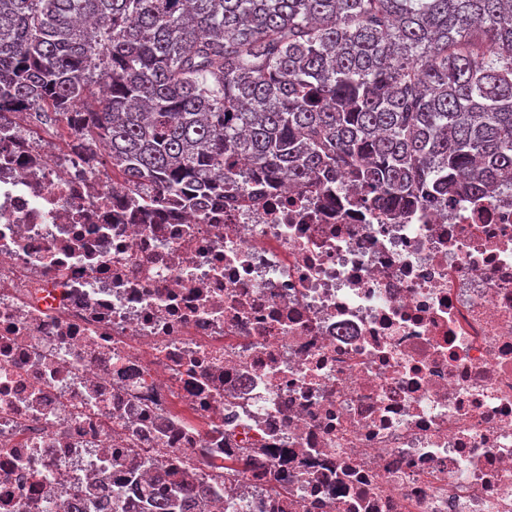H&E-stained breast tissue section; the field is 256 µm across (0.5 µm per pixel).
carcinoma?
Returning <instances> with one entry per match:
<instances>
[{
    "instance_id": "obj_1",
    "label": "carcinoma",
    "mask_w": 512,
    "mask_h": 512,
    "mask_svg": "<svg viewBox=\"0 0 512 512\" xmlns=\"http://www.w3.org/2000/svg\"><path fill=\"white\" fill-rule=\"evenodd\" d=\"M61 113L148 206L204 209L242 168L253 198H488L512 175V0H0V137Z\"/></svg>"
}]
</instances>
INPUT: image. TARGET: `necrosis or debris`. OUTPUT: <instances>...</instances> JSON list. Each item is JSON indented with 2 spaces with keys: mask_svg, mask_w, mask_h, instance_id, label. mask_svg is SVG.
I'll return each mask as SVG.
<instances>
[{
  "mask_svg": "<svg viewBox=\"0 0 512 512\" xmlns=\"http://www.w3.org/2000/svg\"><path fill=\"white\" fill-rule=\"evenodd\" d=\"M512 512V183L144 208L0 140V512ZM178 487L165 488L153 499L152 508L154 512H193L192 504H195L197 492L193 488H185L183 495ZM183 499V505L182 500Z\"/></svg>",
  "mask_w": 512,
  "mask_h": 512,
  "instance_id": "obj_1",
  "label": "necrosis or debris"
}]
</instances>
